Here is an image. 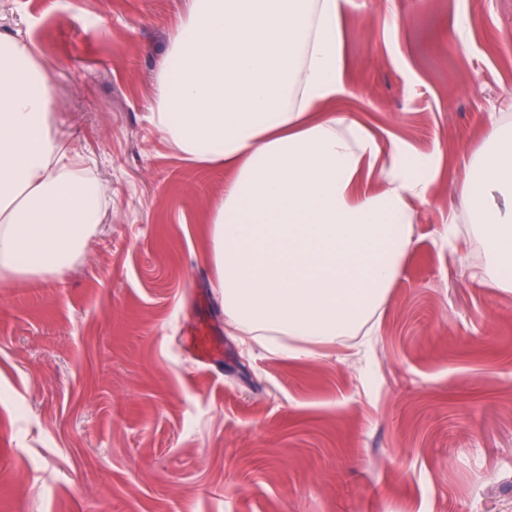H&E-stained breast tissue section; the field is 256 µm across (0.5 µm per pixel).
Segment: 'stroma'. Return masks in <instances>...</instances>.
Masks as SVG:
<instances>
[{"label":"stroma","mask_w":512,"mask_h":512,"mask_svg":"<svg viewBox=\"0 0 512 512\" xmlns=\"http://www.w3.org/2000/svg\"><path fill=\"white\" fill-rule=\"evenodd\" d=\"M187 5L0 0L108 199L70 268L0 279V512H512V292L470 277L457 208L512 122V0H340L338 110L437 172L374 335L299 359L225 324L204 222L224 171L150 121Z\"/></svg>","instance_id":"1"}]
</instances>
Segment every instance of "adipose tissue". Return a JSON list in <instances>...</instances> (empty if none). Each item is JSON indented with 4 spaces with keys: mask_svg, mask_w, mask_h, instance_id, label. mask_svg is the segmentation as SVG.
<instances>
[{
    "mask_svg": "<svg viewBox=\"0 0 512 512\" xmlns=\"http://www.w3.org/2000/svg\"><path fill=\"white\" fill-rule=\"evenodd\" d=\"M339 2L189 0L151 108L180 160L229 172L209 217L226 321L291 358L381 309L432 183L333 109L347 92ZM55 107L29 44L0 34V275L61 272L102 221L103 189L65 149ZM457 205L482 233L479 278L512 291L511 125L475 151Z\"/></svg>",
    "mask_w": 512,
    "mask_h": 512,
    "instance_id": "adipose-tissue-1",
    "label": "adipose tissue"
}]
</instances>
